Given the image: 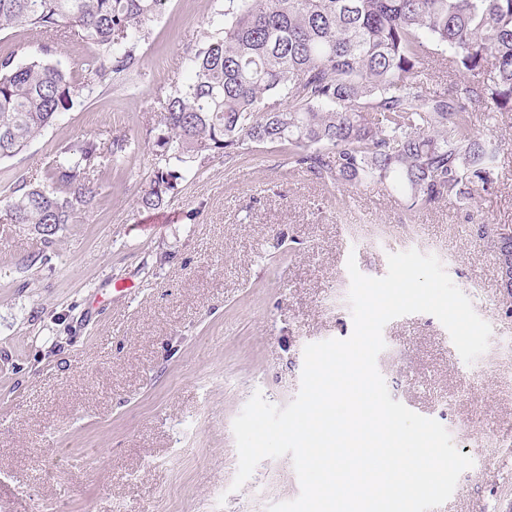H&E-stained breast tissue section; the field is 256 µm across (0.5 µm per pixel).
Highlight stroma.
<instances>
[{"mask_svg":"<svg viewBox=\"0 0 512 512\" xmlns=\"http://www.w3.org/2000/svg\"><path fill=\"white\" fill-rule=\"evenodd\" d=\"M223 28L224 0H170L141 73L95 87L0 160L1 209L14 178L42 182L59 145L140 143L129 161L95 167L93 208L51 247L0 223V512H267L297 498L287 455L232 490V423L254 393L279 407L297 396L307 344L351 336L348 258L380 278L388 254L409 249L441 260L492 335L468 365L436 317H399L378 370L392 399L439 421L473 460L438 512H512V316L497 249L465 205L409 211L382 186L349 193L266 148L211 159L167 206L138 205L160 100ZM46 42L66 68L92 50L0 31V52L22 62ZM471 126L501 145L479 211L512 228V113L475 112ZM39 250L48 263L26 266Z\"/></svg>","mask_w":512,"mask_h":512,"instance_id":"obj_1","label":"stroma"}]
</instances>
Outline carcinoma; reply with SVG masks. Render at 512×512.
<instances>
[{
  "label": "carcinoma",
  "instance_id": "cac0c4a2",
  "mask_svg": "<svg viewBox=\"0 0 512 512\" xmlns=\"http://www.w3.org/2000/svg\"><path fill=\"white\" fill-rule=\"evenodd\" d=\"M168 0H0V30H65L96 45L83 81L50 60L0 53V160L23 152L59 110L140 67L149 26ZM448 54L463 81L432 91L428 56ZM194 76L166 96L150 130L155 169L138 198L157 209L211 159L271 145L288 163L349 192L379 184L407 209L477 204L495 180L499 143L473 133L469 112H512V0H224V34L191 59ZM140 143L84 139L58 149L44 180L14 184L8 224L54 243L93 207L94 164L123 163ZM479 231L512 268V240Z\"/></svg>",
  "mask_w": 512,
  "mask_h": 512
}]
</instances>
